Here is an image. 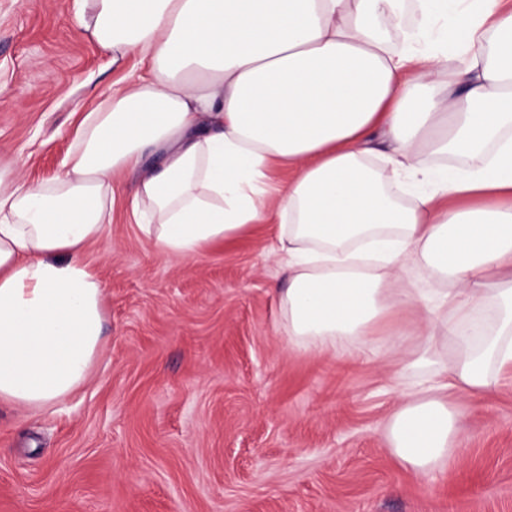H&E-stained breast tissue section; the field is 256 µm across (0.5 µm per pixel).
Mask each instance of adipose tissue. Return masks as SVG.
<instances>
[{"label": "adipose tissue", "instance_id": "ef3b65f1", "mask_svg": "<svg viewBox=\"0 0 512 512\" xmlns=\"http://www.w3.org/2000/svg\"><path fill=\"white\" fill-rule=\"evenodd\" d=\"M501 0H81L86 33L139 68L85 112L61 172L0 165V402L64 404L89 379L104 287L81 260L126 194L183 259L288 220V334L378 354L417 315L408 364L447 358L386 424L415 474L452 470L448 401L512 372V13ZM424 272L432 288H415Z\"/></svg>", "mask_w": 512, "mask_h": 512}]
</instances>
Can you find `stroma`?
Segmentation results:
<instances>
[{"label":"stroma","instance_id":"1","mask_svg":"<svg viewBox=\"0 0 512 512\" xmlns=\"http://www.w3.org/2000/svg\"><path fill=\"white\" fill-rule=\"evenodd\" d=\"M137 68L74 0H0V159L50 180L79 113ZM279 232L271 215L174 260L117 202L83 255L105 286L89 381L59 408L0 403V512H512V375L453 397L462 462L415 476L383 431L424 378L406 364L415 313L368 360L296 344Z\"/></svg>","mask_w":512,"mask_h":512}]
</instances>
